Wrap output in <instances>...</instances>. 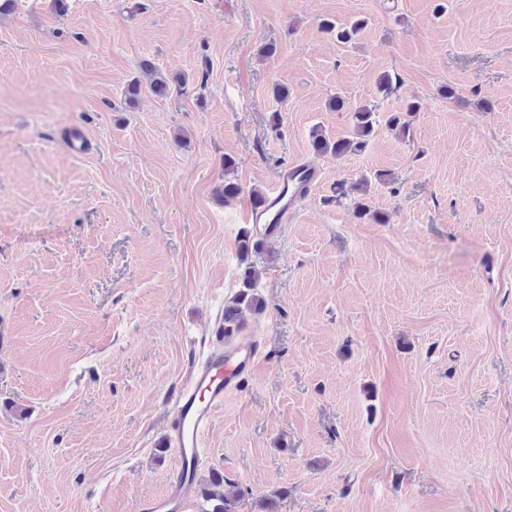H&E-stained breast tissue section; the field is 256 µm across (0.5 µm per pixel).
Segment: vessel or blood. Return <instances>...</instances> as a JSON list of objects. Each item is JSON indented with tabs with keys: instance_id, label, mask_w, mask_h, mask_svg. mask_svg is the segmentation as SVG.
Segmentation results:
<instances>
[{
	"instance_id": "1",
	"label": "vessel or blood",
	"mask_w": 512,
	"mask_h": 512,
	"mask_svg": "<svg viewBox=\"0 0 512 512\" xmlns=\"http://www.w3.org/2000/svg\"><path fill=\"white\" fill-rule=\"evenodd\" d=\"M320 177L305 164H290L275 175L263 209L252 211L253 224H284L294 202L304 199ZM259 352L240 342L211 351L176 394L169 430L174 436L179 468L164 495L144 502L145 512H184L192 497L194 469L213 418L226 397L242 392L250 381Z\"/></svg>"
}]
</instances>
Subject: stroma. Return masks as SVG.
<instances>
[{
  "label": "stroma",
  "mask_w": 512,
  "mask_h": 512,
  "mask_svg": "<svg viewBox=\"0 0 512 512\" xmlns=\"http://www.w3.org/2000/svg\"><path fill=\"white\" fill-rule=\"evenodd\" d=\"M67 4L0 17V512L166 491L172 399L215 346L251 191L291 163L320 182L254 257L259 361L198 477L223 472L238 512H512V0ZM354 17L352 43L321 29ZM144 60L185 88L128 102ZM359 105L366 146L314 155L311 127L345 136ZM364 176L387 223L324 203Z\"/></svg>",
  "instance_id": "35a3bbf8"
}]
</instances>
